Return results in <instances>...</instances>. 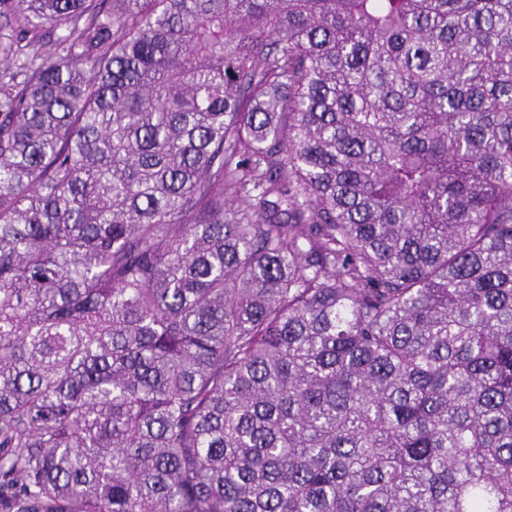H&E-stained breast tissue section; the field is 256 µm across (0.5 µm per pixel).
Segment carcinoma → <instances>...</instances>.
<instances>
[{"mask_svg":"<svg viewBox=\"0 0 512 512\" xmlns=\"http://www.w3.org/2000/svg\"><path fill=\"white\" fill-rule=\"evenodd\" d=\"M0 512H512V0H0Z\"/></svg>","mask_w":512,"mask_h":512,"instance_id":"cac0c4a2","label":"carcinoma"}]
</instances>
